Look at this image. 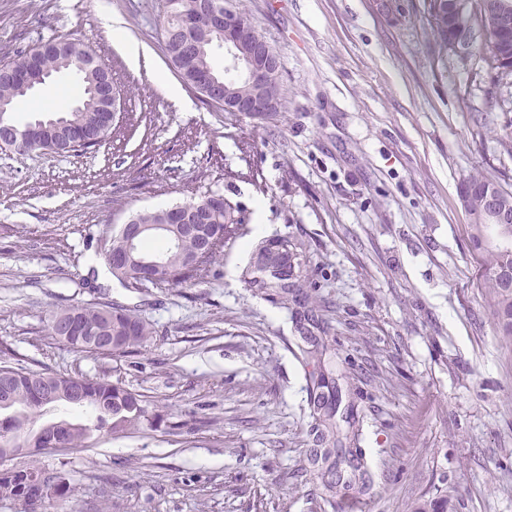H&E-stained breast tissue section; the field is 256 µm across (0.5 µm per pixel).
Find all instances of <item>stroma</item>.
Here are the masks:
<instances>
[{
  "mask_svg": "<svg viewBox=\"0 0 512 512\" xmlns=\"http://www.w3.org/2000/svg\"><path fill=\"white\" fill-rule=\"evenodd\" d=\"M242 2L281 58L270 123L182 82L157 34L165 0H0V58L74 39L124 91L105 144L0 159V365L104 375L148 408L138 431L42 454L73 488L46 512H512V343L477 286L457 193L475 169L512 190L496 139L512 112L485 109L493 73L439 51L423 0L390 20L368 0ZM205 194L245 216L205 280L125 288L102 269L101 241L129 216ZM260 223L303 244L349 378L336 423L358 421L371 487L334 508L304 471L301 338L242 278ZM86 303L145 318L148 351L115 361L50 335L52 314Z\"/></svg>",
  "mask_w": 512,
  "mask_h": 512,
  "instance_id": "obj_1",
  "label": "stroma"
}]
</instances>
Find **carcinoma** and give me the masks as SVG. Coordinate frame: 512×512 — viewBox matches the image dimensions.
<instances>
[{
	"label": "carcinoma",
	"instance_id": "obj_1",
	"mask_svg": "<svg viewBox=\"0 0 512 512\" xmlns=\"http://www.w3.org/2000/svg\"><path fill=\"white\" fill-rule=\"evenodd\" d=\"M470 0H438L434 14L426 17L431 34L442 53L448 50V32L460 21L465 4ZM183 9L169 8L162 18V37L181 48L172 64L183 82L190 84L207 73L218 72L213 54L217 44L201 42L205 34L215 38L217 32L211 27V18L206 8L189 13L191 24H182L180 13ZM478 36L474 50L487 60L494 70L499 86L512 89V0H486L480 10L472 11ZM90 48L70 39H52L43 43L42 50L21 52L15 57L0 60V101H9L11 110L0 115V128L13 123L12 109L26 98L19 92L20 83L35 81L43 73L77 71L85 61ZM83 96L80 103L62 113L59 119L65 127L92 138L102 124L104 114L100 102L93 98V89L103 90L109 85L111 75L102 70L83 71L80 74ZM472 191V198L466 211L470 216L469 243L471 252L483 266L479 288L489 302L497 319V329L504 340H512V288L504 286V279L512 275V228L502 224H483V192L497 185V181L483 171L469 173L462 179ZM236 209L230 204L218 208L211 215L209 247L202 252L195 263L187 262L194 245L171 242L170 234L154 232L146 235L140 245V252L133 255L136 260H158L163 272L151 284L160 287H179L195 283L213 271V267L230 242L239 237V225L244 220L235 215ZM288 245V282L277 277L257 279V267L251 265L246 271L250 287L256 294L266 296L288 309L295 322L300 324L305 335L311 337L302 347L305 364L315 363L318 369L308 373V388L313 398L308 406L312 419L311 431L316 434L319 447L308 457L310 471L323 476L322 493L334 500L339 493L355 482L366 486L369 482L363 464H358L356 473L349 478L336 474V458L350 452L336 441V408L341 401L342 391L333 377V372L324 366V357L329 350L324 339L327 335L325 309L316 282L303 275L302 245L284 239H271L258 244L253 256L279 249ZM72 314L76 330L69 336H60L56 322L60 315ZM49 334L68 345L73 351L91 353L104 357L136 356L147 347L152 328L146 320L120 306L89 307L72 306L52 315ZM12 379L8 395H0V449L7 448L14 456L28 457L29 463L15 470L10 477L0 476V500L3 490L11 492L28 488L31 479H41L48 484L65 481V473L58 467L43 465L35 459L38 454L39 433L57 428L62 433L65 448L84 447L96 433L121 436L139 427L147 420V408L141 395L129 390L119 381L106 377L90 379L67 377V383L85 385L84 399L78 403L68 400L69 388L61 389L50 385V391L39 395L33 383L43 379L50 381L57 375L23 366H0V375ZM78 412L68 418L61 410Z\"/></svg>",
	"mask_w": 512,
	"mask_h": 512
}]
</instances>
